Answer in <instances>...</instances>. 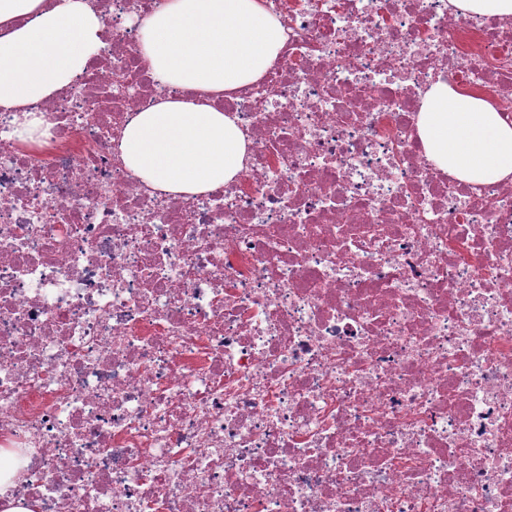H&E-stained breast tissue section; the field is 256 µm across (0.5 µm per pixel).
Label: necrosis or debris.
<instances>
[{
    "instance_id": "4bbe7bcc",
    "label": "necrosis or debris",
    "mask_w": 512,
    "mask_h": 512,
    "mask_svg": "<svg viewBox=\"0 0 512 512\" xmlns=\"http://www.w3.org/2000/svg\"><path fill=\"white\" fill-rule=\"evenodd\" d=\"M105 46L0 112V448L31 512H512V182L427 161L420 93L512 123V16L450 0H263L277 61L215 99L242 174L166 195L123 166L169 92L160 0H96Z\"/></svg>"
}]
</instances>
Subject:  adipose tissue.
I'll list each match as a JSON object with an SVG mask.
<instances>
[{
    "label": "adipose tissue",
    "mask_w": 512,
    "mask_h": 512,
    "mask_svg": "<svg viewBox=\"0 0 512 512\" xmlns=\"http://www.w3.org/2000/svg\"><path fill=\"white\" fill-rule=\"evenodd\" d=\"M95 0H0V112L38 141V103L72 84L104 46ZM141 50L176 95L127 123L117 151L147 186L201 195L242 173L249 140L213 100L263 77L284 45L262 0H163L140 25ZM418 130L429 162L471 184L512 178V124L483 98L445 81L422 97Z\"/></svg>",
    "instance_id": "ef3b65f1"
}]
</instances>
